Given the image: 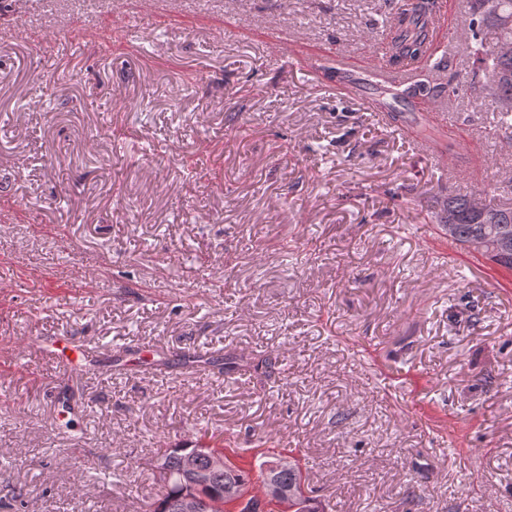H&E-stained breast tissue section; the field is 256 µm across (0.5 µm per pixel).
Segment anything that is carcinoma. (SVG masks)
<instances>
[{
	"mask_svg": "<svg viewBox=\"0 0 512 512\" xmlns=\"http://www.w3.org/2000/svg\"><path fill=\"white\" fill-rule=\"evenodd\" d=\"M389 8L391 25L396 35L389 45V65L400 68L415 64L425 56L430 47L429 22L436 13L438 0H415L411 9L405 10L395 0H385ZM466 49L473 58L471 70L462 75L453 69L435 68V73L425 75L395 97L413 99L422 97L456 98L480 89L489 98L498 120L496 131H512V0H470ZM492 31L495 41L486 42L485 35ZM485 191L450 195L432 215L434 223L454 239L463 249L493 260L500 267L512 270V248L504 249L503 243L512 245V207L482 199ZM203 363L227 374L238 369L231 357L205 359L196 353L180 352L175 358H164L159 365L194 367ZM198 446V441H185L160 450L170 474L169 479L159 478L160 488L155 498L145 504L144 512H179L178 498L184 478L183 456ZM198 468L207 472L201 488V512H224V484L233 480L247 489L258 479L266 480L264 468L253 471L227 460L222 472L208 471L206 458H199ZM278 484L288 490V497L303 505V512H320L309 495L308 478L299 462L292 468L274 474Z\"/></svg>",
	"mask_w": 512,
	"mask_h": 512,
	"instance_id": "1",
	"label": "carcinoma"
}]
</instances>
